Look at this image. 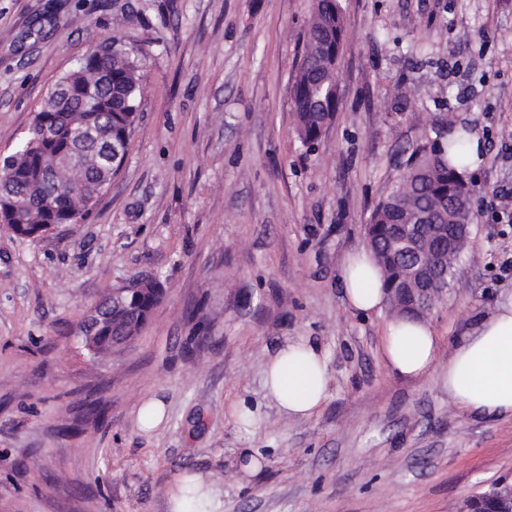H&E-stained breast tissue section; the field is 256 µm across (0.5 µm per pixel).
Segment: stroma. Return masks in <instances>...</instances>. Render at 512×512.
I'll return each mask as SVG.
<instances>
[{
  "label": "stroma",
  "mask_w": 512,
  "mask_h": 512,
  "mask_svg": "<svg viewBox=\"0 0 512 512\" xmlns=\"http://www.w3.org/2000/svg\"><path fill=\"white\" fill-rule=\"evenodd\" d=\"M341 5L339 102L312 151L290 90L315 0H0V156L94 46L133 47L144 88L84 223L36 242L0 225V512H173L184 476L217 471L223 512H457L512 481V418L469 415L447 385L458 338L512 295V0ZM458 125L485 150L468 244L427 317L437 361L403 377L382 356L392 311L354 313L340 271L413 150ZM139 274L161 304L91 356L79 322ZM299 340L329 367L308 419L262 390ZM152 400L165 415L146 431Z\"/></svg>",
  "instance_id": "1"
}]
</instances>
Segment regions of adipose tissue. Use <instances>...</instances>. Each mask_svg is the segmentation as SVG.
<instances>
[{
    "mask_svg": "<svg viewBox=\"0 0 512 512\" xmlns=\"http://www.w3.org/2000/svg\"><path fill=\"white\" fill-rule=\"evenodd\" d=\"M341 279L352 310L370 314L388 298L381 270L369 251L349 255ZM436 350V338L425 319L397 317L387 324L382 352L394 373L426 374ZM263 388L281 414L312 417L329 397L323 351L308 341L285 344L266 360ZM448 395L472 415L512 417V296L499 301L460 337L448 360Z\"/></svg>",
    "mask_w": 512,
    "mask_h": 512,
    "instance_id": "obj_1",
    "label": "adipose tissue"
}]
</instances>
